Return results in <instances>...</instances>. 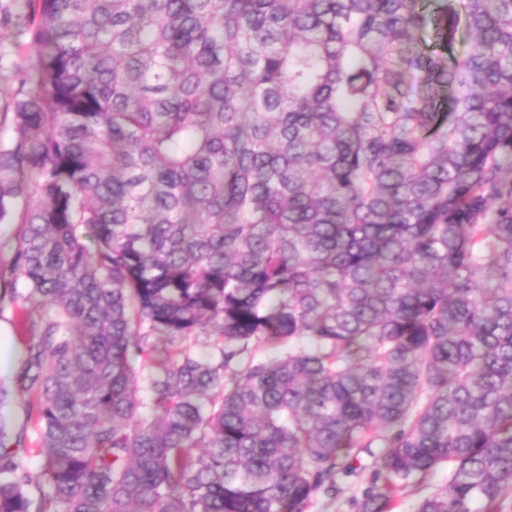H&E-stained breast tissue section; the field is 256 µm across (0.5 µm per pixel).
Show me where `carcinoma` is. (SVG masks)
Listing matches in <instances>:
<instances>
[{
    "mask_svg": "<svg viewBox=\"0 0 512 512\" xmlns=\"http://www.w3.org/2000/svg\"><path fill=\"white\" fill-rule=\"evenodd\" d=\"M24 9L35 53L0 114V301L24 344L0 512H308L361 451L354 512L444 465L415 512H505L512 0ZM8 423L13 440L20 439L22 459L25 464V473L31 477L27 486L30 497L33 500L32 510H36L41 499L48 495L46 485L37 482L40 471V456L37 451V421L35 411L31 410L24 401H14L8 409Z\"/></svg>",
    "mask_w": 512,
    "mask_h": 512,
    "instance_id": "obj_1",
    "label": "carcinoma"
}]
</instances>
